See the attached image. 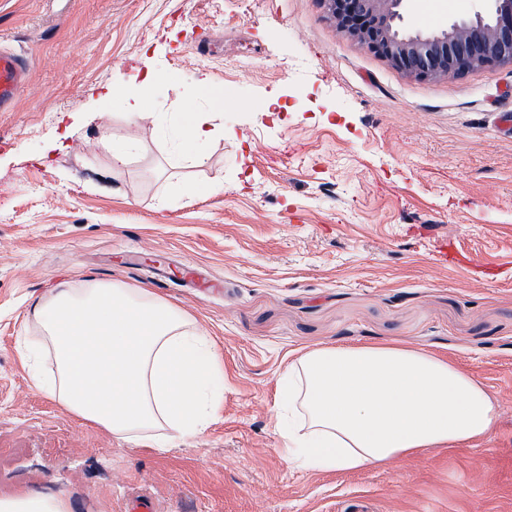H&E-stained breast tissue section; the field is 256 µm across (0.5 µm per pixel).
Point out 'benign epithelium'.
<instances>
[{"label": "benign epithelium", "instance_id": "7a95c632", "mask_svg": "<svg viewBox=\"0 0 512 512\" xmlns=\"http://www.w3.org/2000/svg\"><path fill=\"white\" fill-rule=\"evenodd\" d=\"M338 29L418 79L512 66V0H487L473 15L434 31L402 26L405 0H321Z\"/></svg>", "mask_w": 512, "mask_h": 512}]
</instances>
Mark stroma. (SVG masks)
<instances>
[{
    "label": "stroma",
    "instance_id": "1",
    "mask_svg": "<svg viewBox=\"0 0 512 512\" xmlns=\"http://www.w3.org/2000/svg\"><path fill=\"white\" fill-rule=\"evenodd\" d=\"M483 0H407L443 29ZM31 64L0 112V495L70 512H512V68L418 80L340 32L321 0H0ZM164 82L134 123L103 87ZM231 94L222 137L180 166L166 128ZM137 139L113 172L102 129ZM64 148L42 152L56 135ZM470 257L440 258L445 243ZM179 306L223 367L216 416L165 451L80 424L35 391L18 345L60 283ZM399 341L475 374L486 438L357 471L288 464L279 379L303 352ZM1 512H68L63 498L40 491H28L14 496H0Z\"/></svg>",
    "mask_w": 512,
    "mask_h": 512
}]
</instances>
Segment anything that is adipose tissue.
Returning a JSON list of instances; mask_svg holds the SVG:
<instances>
[{"instance_id": "adipose-tissue-1", "label": "adipose tissue", "mask_w": 512, "mask_h": 512, "mask_svg": "<svg viewBox=\"0 0 512 512\" xmlns=\"http://www.w3.org/2000/svg\"><path fill=\"white\" fill-rule=\"evenodd\" d=\"M207 112H181L175 149L221 134L224 90L198 82ZM36 332L21 359L33 388L81 423L116 439L164 449L173 435L201 431L219 408L218 355L192 319L147 289L63 283L26 318ZM292 464L352 471L429 448H458L488 435L497 407L475 376L398 342L325 346L288 366Z\"/></svg>"}]
</instances>
